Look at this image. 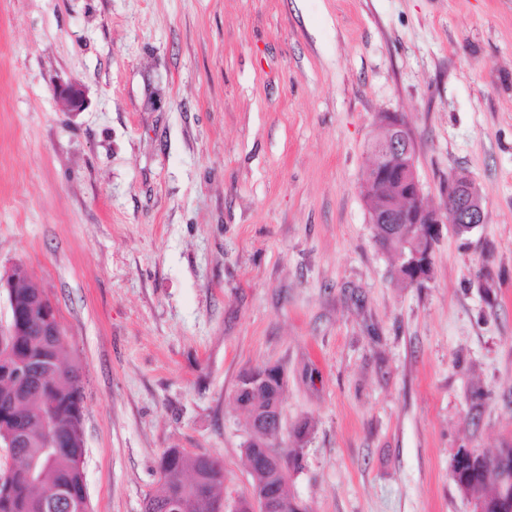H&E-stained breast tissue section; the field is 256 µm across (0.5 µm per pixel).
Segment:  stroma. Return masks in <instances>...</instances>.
Instances as JSON below:
<instances>
[{"instance_id": "stroma-1", "label": "stroma", "mask_w": 512, "mask_h": 512, "mask_svg": "<svg viewBox=\"0 0 512 512\" xmlns=\"http://www.w3.org/2000/svg\"><path fill=\"white\" fill-rule=\"evenodd\" d=\"M385 112L426 204L460 173L485 215L419 285L361 193ZM18 262L81 370L90 512H142L168 448L246 492L235 390L272 365L308 512H472L454 453L512 447V0H0Z\"/></svg>"}]
</instances>
